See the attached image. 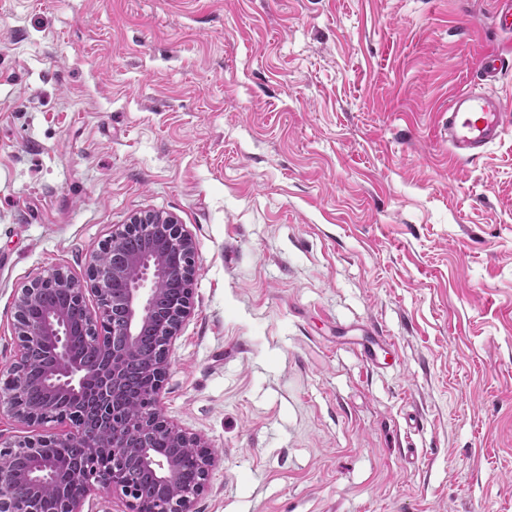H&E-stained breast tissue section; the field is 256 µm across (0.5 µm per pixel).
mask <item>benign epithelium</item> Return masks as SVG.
I'll return each mask as SVG.
<instances>
[{"mask_svg":"<svg viewBox=\"0 0 512 512\" xmlns=\"http://www.w3.org/2000/svg\"><path fill=\"white\" fill-rule=\"evenodd\" d=\"M132 234L149 239L146 251L139 256L127 255L122 248L125 238ZM104 251L112 254V262L96 260L90 265L87 277L91 288H84L79 280L57 269L34 278L17 296L14 328L18 353L8 378L0 386V414L6 412L29 426L56 422L66 427V432L61 437L29 438L0 449L1 459H20L13 467H0V512H39L38 499L56 483L53 465L43 456V449L72 440L81 442L86 452L84 463L70 474L71 481L80 485L81 493L62 499L59 512H81L83 499L100 488L120 490L126 512H193V501L208 482L212 457L204 451H199L198 481L186 486L179 479L177 455L161 454L149 444V436L159 432L175 448L200 447L196 437L166 421L160 409L169 345L190 308L193 240L172 218L140 214L112 233L104 243ZM170 277L184 281L187 288L181 302L168 309V322L162 328L158 355L152 365L155 380L143 398L139 429L134 430L122 409L114 404V396L122 387L123 364L136 348L142 327L157 314L155 286ZM46 287L62 292L68 304L33 316L30 307ZM88 291L97 298V310L87 311V349L92 354L110 355V366L103 368L87 361L71 362L64 369L51 366L46 373L45 405L25 404L29 392L27 354L50 344L58 359L67 358L70 306L85 303ZM65 399H76L93 409L97 426H86L79 410L63 415L49 410V406ZM101 455L112 458V467L106 472L95 465ZM128 466L149 471L155 482L154 492L148 494L127 483L123 474Z\"/></svg>","mask_w":512,"mask_h":512,"instance_id":"1","label":"benign epithelium"}]
</instances>
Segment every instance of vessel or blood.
Masks as SVG:
<instances>
[{
    "label": "vessel or blood",
    "mask_w": 512,
    "mask_h": 512,
    "mask_svg": "<svg viewBox=\"0 0 512 512\" xmlns=\"http://www.w3.org/2000/svg\"><path fill=\"white\" fill-rule=\"evenodd\" d=\"M477 66L483 76L497 75L512 66V45L482 54ZM511 127L512 117L501 98L469 87L453 94L448 102L444 138L456 157L469 160L481 156Z\"/></svg>",
    "instance_id": "1"
}]
</instances>
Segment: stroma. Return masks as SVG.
I'll list each match as a JSON object with an SVG mask.
<instances>
[{"label": "stroma", "mask_w": 512, "mask_h": 512, "mask_svg": "<svg viewBox=\"0 0 512 512\" xmlns=\"http://www.w3.org/2000/svg\"><path fill=\"white\" fill-rule=\"evenodd\" d=\"M499 8L0 0V377L19 288L171 216L194 512H512V130L441 133Z\"/></svg>", "instance_id": "1"}]
</instances>
